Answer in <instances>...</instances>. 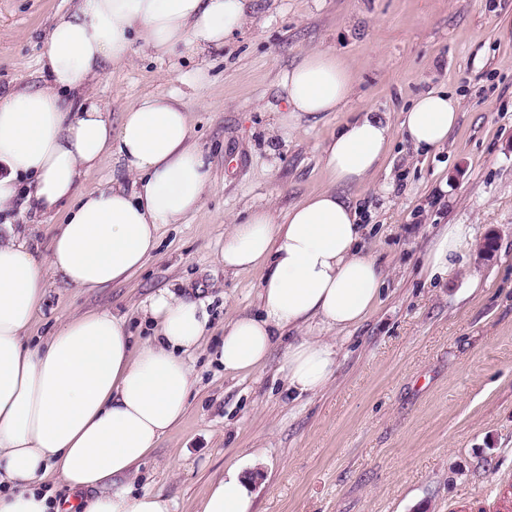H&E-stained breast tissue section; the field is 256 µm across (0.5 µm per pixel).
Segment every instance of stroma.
Instances as JSON below:
<instances>
[{
    "label": "stroma",
    "instance_id": "1",
    "mask_svg": "<svg viewBox=\"0 0 512 512\" xmlns=\"http://www.w3.org/2000/svg\"><path fill=\"white\" fill-rule=\"evenodd\" d=\"M72 0H0V92L39 78L43 34ZM251 25L224 48L177 58L141 53L94 88L112 120L136 99L182 95L211 163L200 212L161 228L158 249L127 281L87 291L48 275L28 331L51 335L97 309L136 316L170 288L202 302L204 344L190 358L195 386L182 422L132 477L174 512H197L236 462L258 456L253 512H499L512 491V40L497 19L512 0H248ZM334 49L354 74L341 112L272 129L286 104L280 77L299 55ZM447 90L460 119L447 143L417 150L402 136L372 181L344 188L363 215L361 244L386 275L373 310L340 333L328 385L288 393L280 366L297 332L256 370L226 372L213 357L224 324L259 313L260 270L217 260L226 218L272 204L279 215L331 184L322 157L337 126L377 112L391 126L417 96ZM18 233L43 256L63 214L12 209ZM469 224L465 267L430 275L433 239Z\"/></svg>",
    "mask_w": 512,
    "mask_h": 512
}]
</instances>
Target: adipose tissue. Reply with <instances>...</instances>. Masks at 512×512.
Instances as JSON below:
<instances>
[{
    "mask_svg": "<svg viewBox=\"0 0 512 512\" xmlns=\"http://www.w3.org/2000/svg\"><path fill=\"white\" fill-rule=\"evenodd\" d=\"M249 22L246 0H77L45 38L41 85L0 94V211L25 197L35 213L64 212L47 252L34 256L13 224H0V512H173L172 502L134 492L127 479L183 420L195 385L189 358L202 342V304L165 288L138 304L150 336L135 341L125 316L97 309L69 317L53 335L29 340L44 299L46 273L76 288L126 280L158 247L159 231L197 213L210 185L206 154L175 94L146 95L120 122L90 90L103 63L122 67L142 50L167 55L188 45L223 46ZM352 73L329 50L308 52L280 83L286 110L277 130L300 115L338 112ZM457 97L432 90L403 114L418 149L441 147L459 119ZM393 131L363 112L323 147L333 188L277 217L269 206L231 222L218 258L225 271L258 268L262 312L224 326L218 361L247 372L269 356L277 336L315 324L343 331L360 322L381 293L382 272L359 247L356 208L336 192L362 185L380 168ZM115 157L133 179L82 189L83 176ZM474 244L467 224L449 225L427 258L447 273ZM337 344L318 338L289 345L281 370L289 393L323 389ZM56 478L71 492L45 491ZM241 465L208 492L200 512H252Z\"/></svg>",
    "mask_w": 512,
    "mask_h": 512,
    "instance_id": "1",
    "label": "adipose tissue"
}]
</instances>
